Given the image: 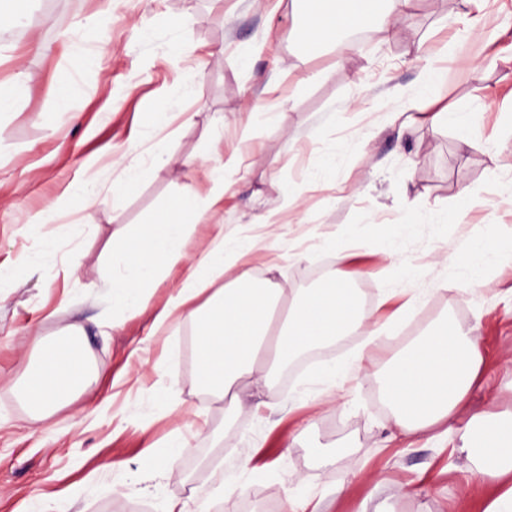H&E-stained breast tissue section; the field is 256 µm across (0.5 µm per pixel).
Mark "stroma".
<instances>
[{
  "label": "stroma",
  "instance_id": "obj_1",
  "mask_svg": "<svg viewBox=\"0 0 512 512\" xmlns=\"http://www.w3.org/2000/svg\"><path fill=\"white\" fill-rule=\"evenodd\" d=\"M0 2L40 19L0 29V85L27 75L0 117V512H167L174 501L289 512L290 493L318 512H484L498 489L466 452L401 435L375 393L403 348L449 320L479 337L491 378L466 414L512 410V0H413L393 36L375 20L365 38L319 54L299 37L301 0H61L47 19L43 0ZM100 45L87 65L84 49ZM474 55L479 67L464 64ZM429 64L446 71L428 91L433 109L478 111L479 124L390 128ZM60 79L71 83L63 116L50 93ZM158 110L165 124L152 123ZM159 142L167 163L121 191L113 157ZM234 155L242 163L197 224L192 254L219 223L258 238L254 271L293 290L320 285L328 261L370 294V328L392 321L400 337L358 364L349 334L295 379L278 371L272 410L233 411L200 389L190 323L153 332L185 265L164 270L145 311L112 307L113 234L161 221L186 189L207 196L204 171L184 161ZM77 185L96 192L92 206L32 223ZM462 192L472 205L460 218ZM270 214L276 224L262 226ZM475 240L496 253L481 287L466 273ZM413 295L417 308L397 318ZM74 326L91 376L71 404L34 415L23 384L36 342ZM176 437L188 447L172 460ZM232 479L244 494L226 493Z\"/></svg>",
  "mask_w": 512,
  "mask_h": 512
}]
</instances>
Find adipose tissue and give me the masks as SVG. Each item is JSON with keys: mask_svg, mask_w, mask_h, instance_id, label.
Instances as JSON below:
<instances>
[{"mask_svg": "<svg viewBox=\"0 0 512 512\" xmlns=\"http://www.w3.org/2000/svg\"><path fill=\"white\" fill-rule=\"evenodd\" d=\"M412 3L320 0L319 11L308 12L299 36L321 47L334 42L340 28H359L375 16L387 24L407 17ZM179 211L180 220L148 225L113 246L112 255L124 268L123 276L112 282L114 308L145 310L149 285L167 264L184 260L192 229L206 209L188 190L180 198ZM255 246L252 240L230 241L223 230H216L208 250L188 265L179 288L153 323L158 331L183 320L192 324L200 386L238 411L256 398L262 407L275 408L279 396L271 374L276 367L308 348L366 330L368 321L353 289L335 275L295 297L280 283L256 278L243 263ZM483 370L478 338L445 321L395 360L381 391L402 434L447 438ZM89 375L73 336H63L43 346L41 364L25 383L26 403L34 414L48 413ZM471 421L479 429L465 438L464 446L473 452L480 478L501 489L485 512H512V412L485 419L475 415Z\"/></svg>", "mask_w": 512, "mask_h": 512, "instance_id": "1", "label": "adipose tissue"}]
</instances>
